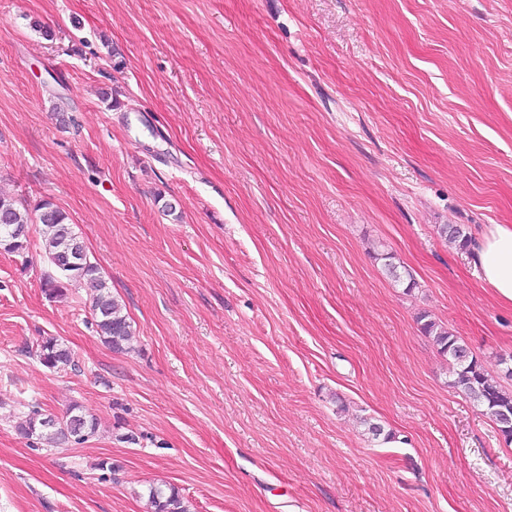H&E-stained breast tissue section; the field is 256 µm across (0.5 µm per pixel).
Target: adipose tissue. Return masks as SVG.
Masks as SVG:
<instances>
[{
  "instance_id": "adipose-tissue-1",
  "label": "adipose tissue",
  "mask_w": 512,
  "mask_h": 512,
  "mask_svg": "<svg viewBox=\"0 0 512 512\" xmlns=\"http://www.w3.org/2000/svg\"><path fill=\"white\" fill-rule=\"evenodd\" d=\"M471 255L482 279L512 303V225H487L474 239Z\"/></svg>"
}]
</instances>
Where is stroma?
Returning <instances> with one entry per match:
<instances>
[{
	"label": "stroma",
	"mask_w": 512,
	"mask_h": 512,
	"mask_svg": "<svg viewBox=\"0 0 512 512\" xmlns=\"http://www.w3.org/2000/svg\"><path fill=\"white\" fill-rule=\"evenodd\" d=\"M0 193L66 213L134 329L46 293L40 225L0 250V512H512L419 321L512 390V304L438 233L512 224V0H0ZM31 403L98 430L37 443ZM38 346L36 355L44 366L56 369L75 366L70 350L57 340L47 339ZM150 512H189L184 498L174 486L150 485L147 489Z\"/></svg>",
	"instance_id": "35a3bbf8"
}]
</instances>
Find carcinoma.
Here are the masks:
<instances>
[{"mask_svg":"<svg viewBox=\"0 0 512 512\" xmlns=\"http://www.w3.org/2000/svg\"><path fill=\"white\" fill-rule=\"evenodd\" d=\"M38 221L45 227L42 239L44 254L50 263L68 265V273L61 278L49 274L45 286L51 295L62 292L64 283L85 284L92 291V311L96 331L103 342L116 351H122L130 343L133 329L129 316L124 312L121 301L112 295L108 282L99 275L97 265L91 261H73L75 251L82 240L68 223L67 215L54 204L46 201L38 207ZM0 248L7 253H23L29 244L26 234L13 231L17 225L26 226L31 222L27 208L16 200L0 195ZM448 231L442 234L448 242L461 248L468 246L471 237L466 229L458 224L447 225ZM421 329L433 337L439 352L448 357L452 365L454 378L451 386L476 405L496 422L498 431L508 443L512 442V428L498 422L500 411L512 410V391L504 389L500 381L489 376L480 362L470 352L466 344L448 331V328L424 314L421 316ZM40 362L48 368H64L74 365L70 350L54 339H48L36 350ZM50 416L38 407L32 408L17 425V431L24 436H34L52 444L73 442L82 444L98 428L95 418L87 417L78 406H71L65 418L48 423ZM147 501L150 512H188L184 498L174 486L151 485L147 489Z\"/></svg>","mask_w":512,"mask_h":512,"instance_id":"obj_1","label":"carcinoma"}]
</instances>
